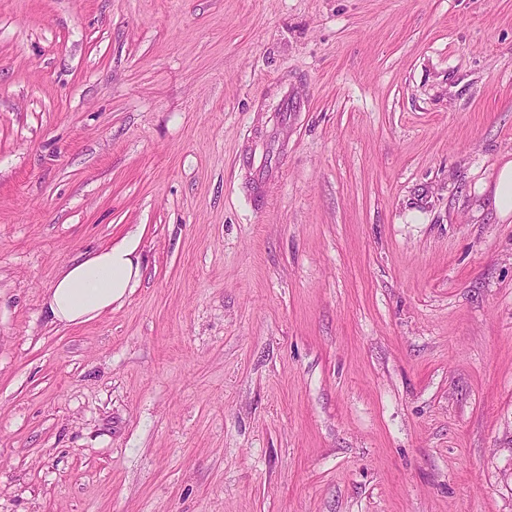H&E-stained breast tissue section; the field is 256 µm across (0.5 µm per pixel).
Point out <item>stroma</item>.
<instances>
[{
    "mask_svg": "<svg viewBox=\"0 0 512 512\" xmlns=\"http://www.w3.org/2000/svg\"><path fill=\"white\" fill-rule=\"evenodd\" d=\"M511 159L512 0H0V512H512ZM492 205L502 219L512 216V161H507L500 169L493 195ZM141 234L100 247L65 264L42 303L49 322L68 327L92 321L123 300L142 280Z\"/></svg>",
    "mask_w": 512,
    "mask_h": 512,
    "instance_id": "1",
    "label": "stroma"
}]
</instances>
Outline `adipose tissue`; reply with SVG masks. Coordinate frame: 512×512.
Returning a JSON list of instances; mask_svg holds the SVG:
<instances>
[{
  "mask_svg": "<svg viewBox=\"0 0 512 512\" xmlns=\"http://www.w3.org/2000/svg\"><path fill=\"white\" fill-rule=\"evenodd\" d=\"M140 241V234H130L65 264L42 303L50 323L67 327L92 321L132 292L143 276Z\"/></svg>",
  "mask_w": 512,
  "mask_h": 512,
  "instance_id": "ef3b65f1",
  "label": "adipose tissue"
}]
</instances>
